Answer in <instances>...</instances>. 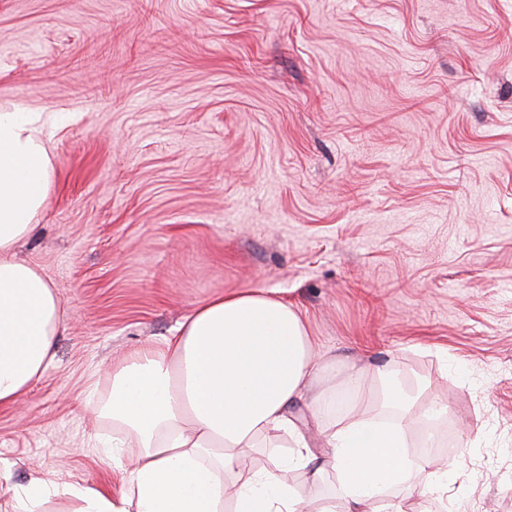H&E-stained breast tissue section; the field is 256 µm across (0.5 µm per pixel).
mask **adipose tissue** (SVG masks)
Listing matches in <instances>:
<instances>
[{
	"label": "adipose tissue",
	"instance_id": "1",
	"mask_svg": "<svg viewBox=\"0 0 512 512\" xmlns=\"http://www.w3.org/2000/svg\"><path fill=\"white\" fill-rule=\"evenodd\" d=\"M52 181L35 116L0 107V405L15 403L53 362L63 327L53 287L17 256ZM318 365L308 328L288 301L262 290L205 301L177 335L133 352L112 374V446L124 447L132 436L141 448L123 470L121 492L34 478L16 489L13 512H45L60 495L71 512H305L279 464L252 468L262 442L286 450L289 465L310 481L336 473L340 499L320 512H404L384 495L412 469L425 473L426 489L447 491V474L431 470L428 459L408 460L405 424L415 419L413 402L386 373L379 378L383 402L402 420L385 426L352 417L321 428V448L313 450L289 409L306 404L317 421L329 410L311 393Z\"/></svg>",
	"mask_w": 512,
	"mask_h": 512
}]
</instances>
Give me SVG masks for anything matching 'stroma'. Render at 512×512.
<instances>
[{"instance_id":"1","label":"stroma","mask_w":512,"mask_h":512,"mask_svg":"<svg viewBox=\"0 0 512 512\" xmlns=\"http://www.w3.org/2000/svg\"><path fill=\"white\" fill-rule=\"evenodd\" d=\"M54 179L18 249L65 329L0 406V512L31 476L116 489L112 369L203 301L296 305L327 368L414 399L448 475L406 512H512V0H0V106ZM447 412L429 425L422 411Z\"/></svg>"}]
</instances>
